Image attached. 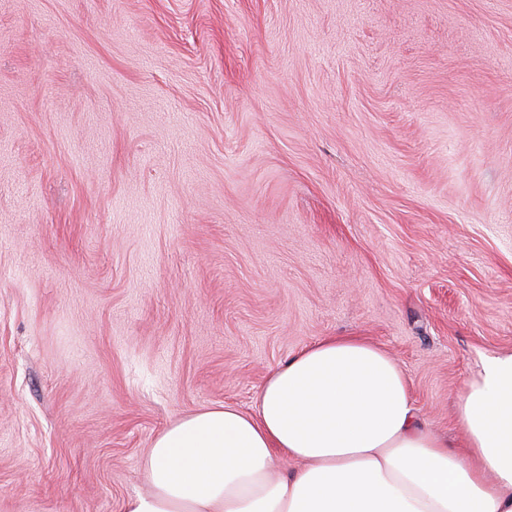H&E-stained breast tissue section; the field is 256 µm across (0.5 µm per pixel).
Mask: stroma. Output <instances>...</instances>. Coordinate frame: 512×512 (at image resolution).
I'll return each instance as SVG.
<instances>
[{
	"label": "stroma",
	"mask_w": 512,
	"mask_h": 512,
	"mask_svg": "<svg viewBox=\"0 0 512 512\" xmlns=\"http://www.w3.org/2000/svg\"><path fill=\"white\" fill-rule=\"evenodd\" d=\"M326 336L421 418L512 353V0H0V512Z\"/></svg>",
	"instance_id": "stroma-1"
}]
</instances>
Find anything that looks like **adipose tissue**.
I'll return each mask as SVG.
<instances>
[{"instance_id":"1","label":"adipose tissue","mask_w":512,"mask_h":512,"mask_svg":"<svg viewBox=\"0 0 512 512\" xmlns=\"http://www.w3.org/2000/svg\"><path fill=\"white\" fill-rule=\"evenodd\" d=\"M455 415L459 444L421 422L384 349L327 336L270 370L252 411L214 405L155 436L121 512H512V354L483 362Z\"/></svg>"}]
</instances>
